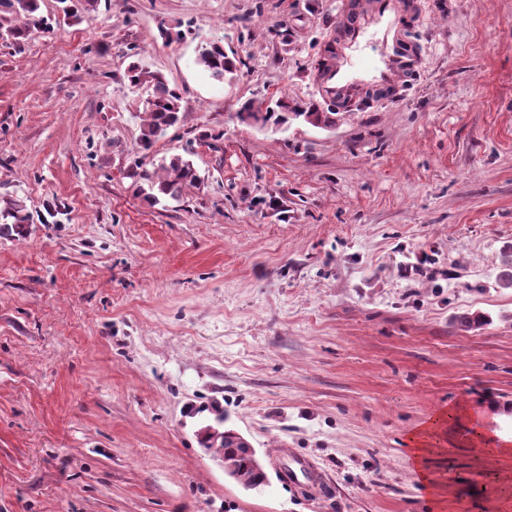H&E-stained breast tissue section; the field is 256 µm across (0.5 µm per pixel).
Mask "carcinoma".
<instances>
[{"mask_svg": "<svg viewBox=\"0 0 512 512\" xmlns=\"http://www.w3.org/2000/svg\"><path fill=\"white\" fill-rule=\"evenodd\" d=\"M100 0H59L62 4L63 18H76L81 14L90 15L97 11ZM39 0H0V32L6 39L20 43L27 37L29 26L42 24L50 28L39 15ZM196 64L217 81L232 78L236 64L224 51V45L211 41L198 50ZM125 76L135 88H144L148 92L145 116L140 124L139 145L148 150L158 137L180 120L181 97L176 89L170 87L165 76L159 72L144 69L138 63L128 65ZM238 119L260 129H280L294 119H303L316 128L330 127L336 122L334 112H290L288 101L279 99L275 107L266 110L252 102L244 104L237 113ZM136 191L152 205L164 199H177L185 189L199 184L200 177L193 161L185 155L164 157L159 163L152 164V169L138 165L130 172ZM28 214L19 199H10L0 207V237H23L27 234ZM224 417L217 419V425H206L204 443L215 452L224 455L231 462L234 470L228 475L243 488L259 489L267 485V479L252 466L250 456L235 447L234 430L224 429Z\"/></svg>", "mask_w": 512, "mask_h": 512, "instance_id": "carcinoma-1", "label": "carcinoma"}]
</instances>
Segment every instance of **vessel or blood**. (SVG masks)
I'll return each instance as SVG.
<instances>
[{
  "instance_id": "1",
  "label": "vessel or blood",
  "mask_w": 512,
  "mask_h": 512,
  "mask_svg": "<svg viewBox=\"0 0 512 512\" xmlns=\"http://www.w3.org/2000/svg\"><path fill=\"white\" fill-rule=\"evenodd\" d=\"M398 0H373L370 17H363L355 0H342L336 15V38L326 49L335 64L318 70L317 90L323 101L340 102L362 88L385 89L413 66L400 40L396 19ZM319 468L308 458L289 453L285 475L289 483L317 479Z\"/></svg>"
}]
</instances>
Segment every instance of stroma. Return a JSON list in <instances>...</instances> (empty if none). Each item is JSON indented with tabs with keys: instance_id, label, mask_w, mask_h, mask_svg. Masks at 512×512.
<instances>
[{
	"instance_id": "obj_1",
	"label": "stroma",
	"mask_w": 512,
	"mask_h": 512,
	"mask_svg": "<svg viewBox=\"0 0 512 512\" xmlns=\"http://www.w3.org/2000/svg\"><path fill=\"white\" fill-rule=\"evenodd\" d=\"M337 0H102L0 41V512H512V462L463 411L512 405V0H401L415 71L331 105ZM219 40L237 65H195ZM162 73L181 121L139 148ZM332 111L272 133L244 102ZM191 150L153 206L129 173ZM490 322L466 331L459 316ZM223 409L265 465L246 490L195 432ZM434 425L416 479L409 434ZM324 471L289 485L280 452ZM209 76L217 81L232 78L236 72V64L224 51V45L218 41H211L201 45L195 60ZM25 211L19 199L4 201V207H0V237H23L27 234L29 216Z\"/></svg>"
}]
</instances>
